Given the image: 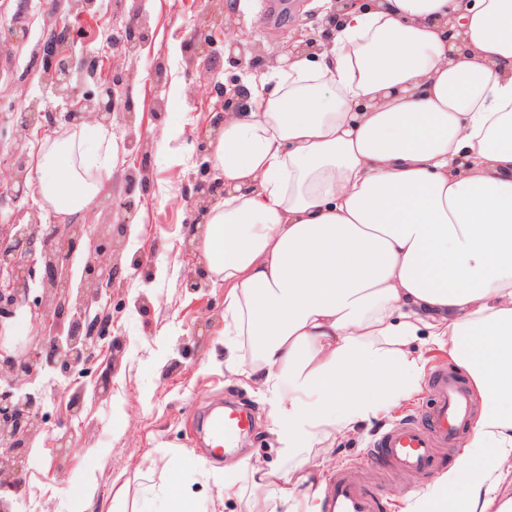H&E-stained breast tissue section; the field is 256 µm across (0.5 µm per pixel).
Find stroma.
<instances>
[{"label": "stroma", "mask_w": 512, "mask_h": 512, "mask_svg": "<svg viewBox=\"0 0 512 512\" xmlns=\"http://www.w3.org/2000/svg\"><path fill=\"white\" fill-rule=\"evenodd\" d=\"M272 0H0V83L15 95L0 100V166L34 159L46 139L68 136L43 71L41 44L47 25L69 32L70 78L82 90L112 86L114 112L107 136L117 148L112 178L81 218L88 225L112 221L136 229L125 243L112 288V345L97 352L74 378L84 383L83 409L74 421L73 446L58 454L54 439L70 393L66 383L43 375L31 384L44 430L34 441L21 488L11 494L16 512L25 504L67 512L71 496L90 489L86 512H166L165 486L179 480L201 512H260L266 497L253 489L248 468L291 470L265 429L271 403L256 384L224 367V286L192 288L205 267L185 253L187 236L199 235L205 214L191 203L209 144L224 113L220 94L241 85L246 67L234 56L272 63L289 36L305 30L321 37L317 0H282L285 17L271 20ZM148 37L136 53L126 43L139 30ZM236 43L228 51V43ZM49 112L42 129L20 133L21 112L32 105ZM40 282L0 333V347L14 350L39 335ZM427 386L397 407L339 434L335 447L307 451V470L325 483L336 469L363 463L376 434L410 414ZM235 401L253 426L236 454L206 472L208 456L196 429L198 412Z\"/></svg>", "instance_id": "obj_1"}]
</instances>
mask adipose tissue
<instances>
[{"label":"adipose tissue","instance_id":"ef3b65f1","mask_svg":"<svg viewBox=\"0 0 512 512\" xmlns=\"http://www.w3.org/2000/svg\"><path fill=\"white\" fill-rule=\"evenodd\" d=\"M211 144L224 204L196 248L223 282L229 373L272 404L294 470L414 392L419 332L481 407L464 453L405 512H489L512 459V0H379L332 41L253 70ZM35 192L71 220L112 175L104 132L45 141ZM482 464H475V457ZM464 497H456L457 489Z\"/></svg>","mask_w":512,"mask_h":512}]
</instances>
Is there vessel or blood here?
Here are the masks:
<instances>
[{"label":"vessel or blood","mask_w":512,"mask_h":512,"mask_svg":"<svg viewBox=\"0 0 512 512\" xmlns=\"http://www.w3.org/2000/svg\"><path fill=\"white\" fill-rule=\"evenodd\" d=\"M471 415V400L459 374L436 368L430 399L415 416L400 419L380 433L367 452L365 467L337 470L327 482L324 512H380L383 496L400 495L407 482L430 473L457 447ZM212 450L236 447L250 428L249 416L236 406L207 419Z\"/></svg>","instance_id":"vessel-or-blood-1"}]
</instances>
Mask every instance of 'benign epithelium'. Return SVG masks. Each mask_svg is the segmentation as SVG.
Segmentation results:
<instances>
[{
    "instance_id": "benign-epithelium-1",
    "label": "benign epithelium",
    "mask_w": 512,
    "mask_h": 512,
    "mask_svg": "<svg viewBox=\"0 0 512 512\" xmlns=\"http://www.w3.org/2000/svg\"><path fill=\"white\" fill-rule=\"evenodd\" d=\"M376 0H333V10L322 26L327 31L342 24L345 12L364 8ZM66 30L56 24L46 30L45 75L54 95L71 103L64 115L70 125L87 121L107 125L112 120V88L99 93L80 90L71 83L68 70L59 59ZM316 39L297 34L282 52L293 56L315 48ZM214 187L202 182L194 187V202L201 211L214 202ZM83 240L79 224L42 226L36 219L20 223L19 216H0V331L26 302L36 269L42 270V312L44 331L28 346L13 353L0 348V491L19 488L29 447L43 431L35 397L27 387L39 374L51 370L67 380L86 366L95 350L110 336L109 319L89 317L93 305L112 304V281L117 264L112 225L99 224L90 235V247L77 288H72L67 270Z\"/></svg>"
}]
</instances>
